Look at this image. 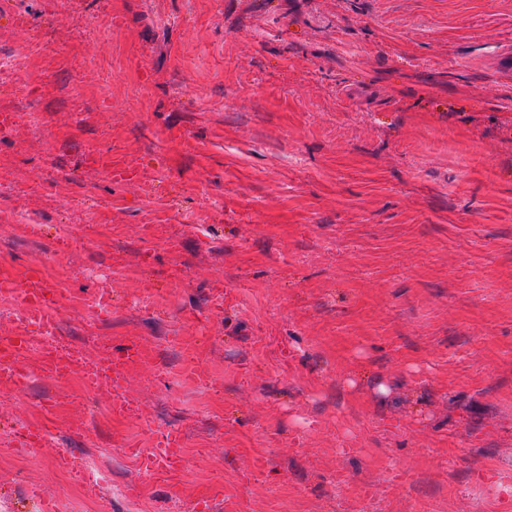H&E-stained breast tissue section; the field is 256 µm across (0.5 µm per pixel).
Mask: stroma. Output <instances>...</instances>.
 Wrapping results in <instances>:
<instances>
[{
  "instance_id": "stroma-1",
  "label": "stroma",
  "mask_w": 512,
  "mask_h": 512,
  "mask_svg": "<svg viewBox=\"0 0 512 512\" xmlns=\"http://www.w3.org/2000/svg\"><path fill=\"white\" fill-rule=\"evenodd\" d=\"M0 50V272L147 353L109 421L26 354L8 512H512V0H0Z\"/></svg>"
}]
</instances>
